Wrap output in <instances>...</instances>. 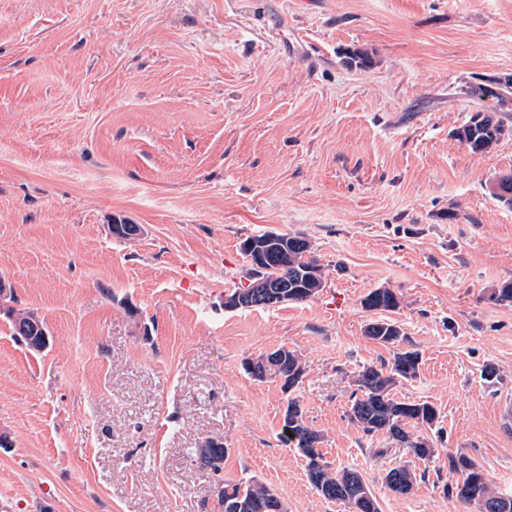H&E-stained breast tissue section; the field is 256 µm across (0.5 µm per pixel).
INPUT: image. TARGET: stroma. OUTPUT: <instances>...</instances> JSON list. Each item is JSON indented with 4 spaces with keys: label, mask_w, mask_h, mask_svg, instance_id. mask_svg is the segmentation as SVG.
<instances>
[{
    "label": "stroma",
    "mask_w": 512,
    "mask_h": 512,
    "mask_svg": "<svg viewBox=\"0 0 512 512\" xmlns=\"http://www.w3.org/2000/svg\"><path fill=\"white\" fill-rule=\"evenodd\" d=\"M293 2L0 0V281L49 334L30 350L0 312V512H211L251 478L288 512H348L283 444L280 382L243 369L283 345L325 461L380 512H467L461 453L512 496V105L474 98L506 129L488 152L455 135L463 90L512 77V0ZM263 232L304 234L326 286L225 309ZM383 286L421 356L394 395L440 411L433 462L346 416L354 372L392 357L364 334ZM209 438L218 475L192 454ZM361 305L368 310L392 312L399 306L397 294L387 287H379L370 291L362 300ZM416 481L415 475L407 466L390 469L384 476L387 488L397 494L406 495L411 492Z\"/></svg>",
    "instance_id": "stroma-1"
}]
</instances>
